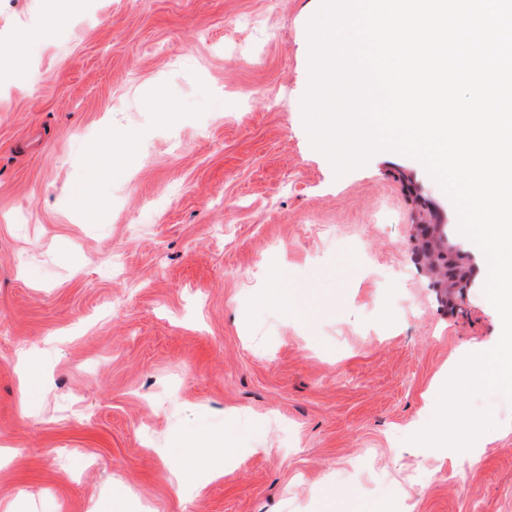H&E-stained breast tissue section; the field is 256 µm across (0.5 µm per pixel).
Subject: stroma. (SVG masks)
<instances>
[{
    "instance_id": "stroma-1",
    "label": "stroma",
    "mask_w": 512,
    "mask_h": 512,
    "mask_svg": "<svg viewBox=\"0 0 512 512\" xmlns=\"http://www.w3.org/2000/svg\"><path fill=\"white\" fill-rule=\"evenodd\" d=\"M67 2L0 0L34 74L0 73V512H512L502 393L479 454L412 441L502 323L461 233L474 285L438 303L413 223L459 217L419 160L314 146L321 0Z\"/></svg>"
}]
</instances>
